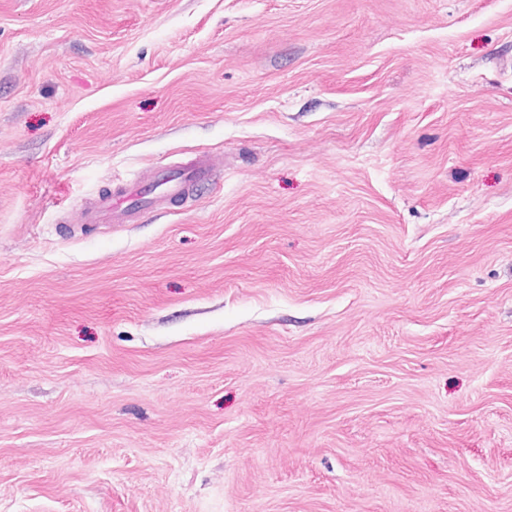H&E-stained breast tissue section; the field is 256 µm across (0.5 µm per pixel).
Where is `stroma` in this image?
I'll use <instances>...</instances> for the list:
<instances>
[{
  "label": "stroma",
  "instance_id": "1",
  "mask_svg": "<svg viewBox=\"0 0 512 512\" xmlns=\"http://www.w3.org/2000/svg\"><path fill=\"white\" fill-rule=\"evenodd\" d=\"M0 512H512V0H0ZM214 159L197 155L186 167L151 168L133 184L123 183L111 195L99 196L81 211L83 224H127L143 211L164 208L171 200L208 184L214 173Z\"/></svg>",
  "mask_w": 512,
  "mask_h": 512
}]
</instances>
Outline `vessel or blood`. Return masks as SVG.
I'll return each mask as SVG.
<instances>
[{
  "mask_svg": "<svg viewBox=\"0 0 512 512\" xmlns=\"http://www.w3.org/2000/svg\"><path fill=\"white\" fill-rule=\"evenodd\" d=\"M215 163L211 155L200 154L186 167L174 170L150 169L137 182L121 184L112 194L96 198L81 212L86 224H126L145 211L164 208L171 200L209 183Z\"/></svg>",
  "mask_w": 512,
  "mask_h": 512,
  "instance_id": "vessel-or-blood-1",
  "label": "vessel or blood"
}]
</instances>
